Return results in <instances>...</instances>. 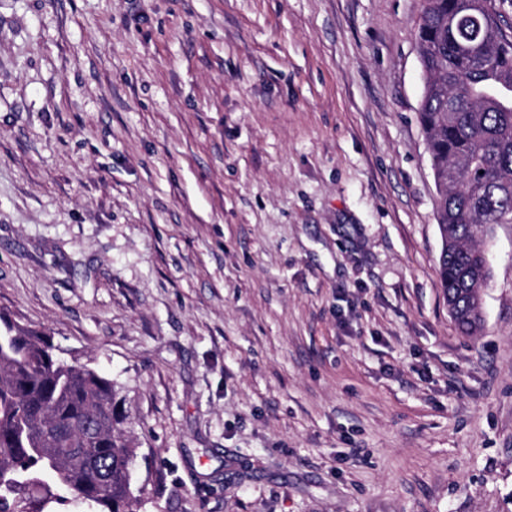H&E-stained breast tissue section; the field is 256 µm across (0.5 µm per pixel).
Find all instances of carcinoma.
<instances>
[{
  "instance_id": "obj_1",
  "label": "carcinoma",
  "mask_w": 512,
  "mask_h": 512,
  "mask_svg": "<svg viewBox=\"0 0 512 512\" xmlns=\"http://www.w3.org/2000/svg\"><path fill=\"white\" fill-rule=\"evenodd\" d=\"M501 18L496 0H424L417 30L440 279L466 334L482 326L491 278L482 244L496 225L512 224V32ZM0 321V512H26L10 498L23 491L41 506L133 512L134 450L114 383L59 360L43 335Z\"/></svg>"
}]
</instances>
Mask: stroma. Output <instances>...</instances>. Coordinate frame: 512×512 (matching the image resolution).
I'll list each match as a JSON object with an SVG mask.
<instances>
[{
  "mask_svg": "<svg viewBox=\"0 0 512 512\" xmlns=\"http://www.w3.org/2000/svg\"><path fill=\"white\" fill-rule=\"evenodd\" d=\"M424 0H0V315L112 379L136 512H512V224L463 335Z\"/></svg>",
  "mask_w": 512,
  "mask_h": 512,
  "instance_id": "stroma-1",
  "label": "stroma"
}]
</instances>
